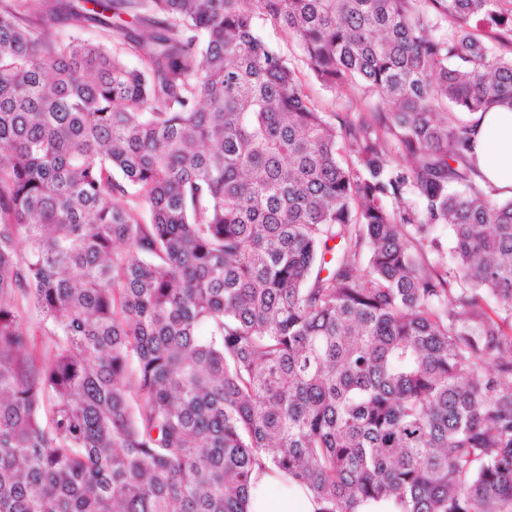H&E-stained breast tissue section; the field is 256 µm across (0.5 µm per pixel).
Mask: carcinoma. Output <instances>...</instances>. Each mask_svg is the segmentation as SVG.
<instances>
[{"label":"carcinoma","mask_w":512,"mask_h":512,"mask_svg":"<svg viewBox=\"0 0 512 512\" xmlns=\"http://www.w3.org/2000/svg\"><path fill=\"white\" fill-rule=\"evenodd\" d=\"M506 102L512 0H0V512H512ZM258 33L296 64L297 76L305 92L320 109L326 112H347L352 109L357 100V92L350 88L334 91L322 86L314 79L308 67L300 61L294 43L277 24L271 20H258ZM458 114L471 126L473 162L483 183L500 201L512 198V106ZM319 509L307 487L291 482L277 469L257 472L249 512H318Z\"/></svg>","instance_id":"carcinoma-1"}]
</instances>
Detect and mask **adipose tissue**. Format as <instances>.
Returning a JSON list of instances; mask_svg holds the SVG:
<instances>
[{"instance_id": "ef3b65f1", "label": "adipose tissue", "mask_w": 512, "mask_h": 512, "mask_svg": "<svg viewBox=\"0 0 512 512\" xmlns=\"http://www.w3.org/2000/svg\"><path fill=\"white\" fill-rule=\"evenodd\" d=\"M471 127L473 162L496 197L512 198V106L463 113ZM311 491L291 482L277 469L258 472L249 512H318Z\"/></svg>"}]
</instances>
